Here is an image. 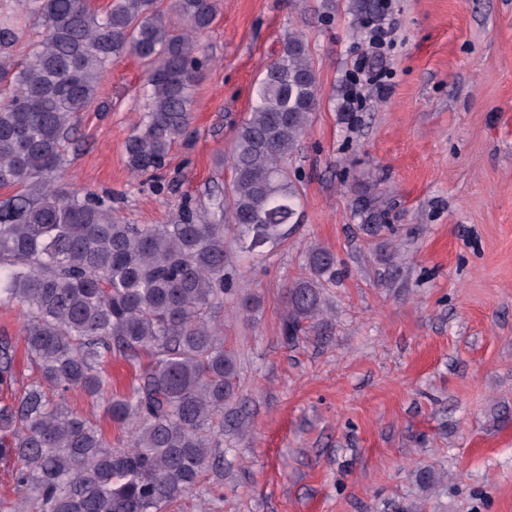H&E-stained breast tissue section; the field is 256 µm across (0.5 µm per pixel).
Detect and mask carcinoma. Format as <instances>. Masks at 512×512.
<instances>
[{"mask_svg":"<svg viewBox=\"0 0 512 512\" xmlns=\"http://www.w3.org/2000/svg\"><path fill=\"white\" fill-rule=\"evenodd\" d=\"M387 8L348 2L358 28L380 24ZM218 12L219 0H108L101 11L90 0H0V189L16 190L0 200V307L25 318L37 371L19 381L17 343L0 337V464L13 494L0 512H170L209 473L222 475L238 372L216 320L233 287L228 243L279 245L298 221L291 164L320 98L306 37L285 33L256 82L214 210L128 224L109 196L48 180L108 66L126 55L147 68L127 163L136 175L162 169L187 134L205 65L198 36ZM26 19L44 35L18 63ZM336 277V256L311 250L288 289L289 341L316 326ZM112 359L134 371L124 393L102 371ZM77 389L127 429L122 447L68 408Z\"/></svg>","mask_w":512,"mask_h":512,"instance_id":"cac0c4a2","label":"carcinoma"}]
</instances>
